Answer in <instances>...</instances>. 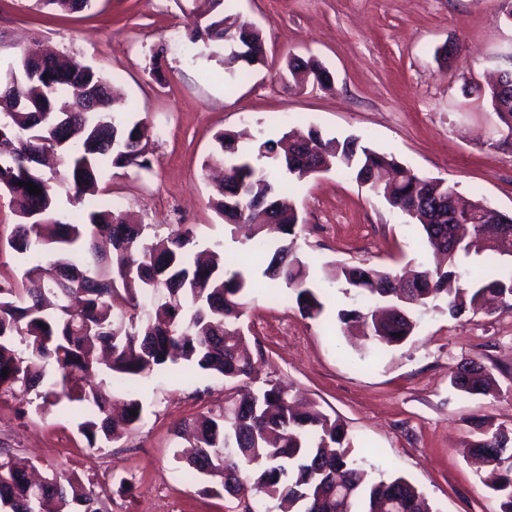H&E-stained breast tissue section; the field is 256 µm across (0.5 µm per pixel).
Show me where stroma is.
<instances>
[{
    "label": "stroma",
    "mask_w": 512,
    "mask_h": 512,
    "mask_svg": "<svg viewBox=\"0 0 512 512\" xmlns=\"http://www.w3.org/2000/svg\"><path fill=\"white\" fill-rule=\"evenodd\" d=\"M230 7L266 46L264 64L243 81H228L223 50L207 57L187 44L194 0H94L71 14L37 0H0V75L35 42L103 70L129 121L172 127L171 138L154 142L151 170L104 167L102 197L138 223L195 225L199 247L243 267L244 329L264 358L259 380L291 385L339 419L352 455L374 475L406 478L432 512H498L468 450L480 439L479 423L512 432V309L489 305L454 318L430 307L394 346L349 335L339 311L367 300L336 282L338 264L397 272L432 265L433 256L407 216L332 170L287 193L301 223L296 253L324 304L318 318L302 317L264 277L266 259L225 231L202 164L220 131L276 139L314 128L327 138L360 137L416 174L512 216V139L487 96L488 81L512 54V25L498 20L503 0H232ZM445 44L456 49L446 64L435 56ZM292 55L321 62L331 86L298 84L287 68ZM469 361L491 373L489 394L452 386L458 364ZM135 390L142 424L102 450L88 448L73 412L57 406L22 417V398L2 394L0 448L42 471L77 473L100 492L102 512H229L234 499L210 478L185 479L174 434L179 421L223 407V377L173 366Z\"/></svg>",
    "instance_id": "35a3bbf8"
}]
</instances>
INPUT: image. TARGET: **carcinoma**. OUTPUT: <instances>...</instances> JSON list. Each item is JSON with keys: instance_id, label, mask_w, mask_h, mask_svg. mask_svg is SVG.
<instances>
[{"instance_id": "obj_1", "label": "carcinoma", "mask_w": 512, "mask_h": 512, "mask_svg": "<svg viewBox=\"0 0 512 512\" xmlns=\"http://www.w3.org/2000/svg\"><path fill=\"white\" fill-rule=\"evenodd\" d=\"M58 13H75L92 0H39ZM200 22L186 33L192 45L224 43V34L243 28L224 0H199ZM254 50L245 67L265 60L260 31H248ZM56 75L39 72L36 48L28 47L17 64V79L0 87V193L10 197L16 223L0 238V256L23 260L22 280H40V288L0 282V394L34 396L42 413L65 402L81 412L78 431L91 448H103L134 431L143 405L127 391L123 412L112 413L114 385L148 379L183 363L220 375L233 385L252 379L256 362L242 330L247 280L239 269L218 260L193 256L197 245L191 226L169 224L159 233L152 224H131L122 211L96 200L98 177L106 164L114 168L151 170L152 133L142 122H129L111 109L110 81L77 60L58 61ZM291 75L317 73L316 60L293 55ZM506 138H512V70H505L488 92ZM308 143L290 133L278 140H255L239 149L230 131L215 137L205 166L232 172L231 184H219L213 203L225 229L253 224L260 201L276 203L274 220L282 235L263 275L292 291L302 316L316 318L323 303L314 291L306 263L293 255L299 217L282 198L286 178L308 177L312 165L341 170L356 181L386 169L401 178L375 185L389 206L418 226L434 252L435 264L416 266L405 276L413 288L394 295L387 270L340 265L336 281L366 295L369 305L342 310V323H361L366 337L385 345L404 342L413 332L418 308L444 303L457 316L481 310L488 297L512 308V271L475 277L462 259L498 247L470 250L468 241L454 247L442 242L455 228L476 236L488 210L481 200L463 204L457 221L448 218L455 188L404 168L391 156L360 144L325 138L312 129ZM59 155L54 178L41 170L35 156ZM25 185L20 186L18 182ZM41 190L34 195L26 183ZM75 210L59 209L60 193ZM164 291L169 302L142 311V301ZM492 381L484 369L459 368L452 384L463 394L484 393ZM291 387L269 381L257 390L231 394L232 408L209 410L176 424L188 437L191 452L184 473L194 477L210 468L219 484L230 479L248 499L265 504V512H432L421 493L405 478H372L361 461L350 456L346 429L322 412L293 408ZM512 434L484 426L474 445L482 461L498 471L493 490L500 512H512ZM236 449V455L226 449ZM26 461L0 451V512H101L98 495L74 473L54 471L45 486H31Z\"/></svg>"}]
</instances>
